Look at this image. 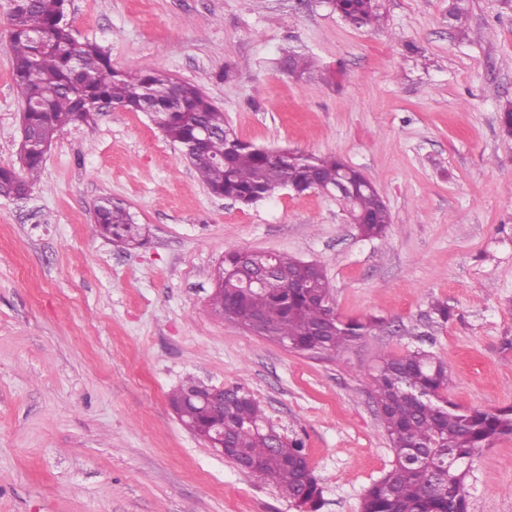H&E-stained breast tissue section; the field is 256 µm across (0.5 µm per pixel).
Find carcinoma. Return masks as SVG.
I'll return each mask as SVG.
<instances>
[{"mask_svg": "<svg viewBox=\"0 0 512 512\" xmlns=\"http://www.w3.org/2000/svg\"><path fill=\"white\" fill-rule=\"evenodd\" d=\"M343 19L359 28L378 26L375 0H328ZM65 0H12L6 45L12 79L27 112L29 143L18 147L17 161L0 164V196L13 197L40 180L45 153L56 134L75 123L94 120L102 102L114 108L149 112L171 142L189 156L208 192L245 206L286 183L300 192L316 184L341 182L355 213L359 232L369 239L385 236L392 223L382 196L356 168L334 156L284 150V157L229 134L224 111L196 84H174L169 74L148 65L131 71L112 68L94 42L79 43L64 22ZM209 136L197 139L198 128ZM93 232L126 249L148 241L147 225L122 202L101 197L94 204ZM306 284L295 288L296 282ZM330 286L320 267L295 257L230 251L212 295L214 308L241 327L259 318L268 339L288 343L311 355L340 353L352 340L384 327V320L328 321ZM453 316L448 304L435 301L430 317L445 326ZM373 398L394 453L392 468L365 491L361 512H468L466 478L479 449L512 436V406L463 409L448 400V371L424 350L383 358L372 376ZM207 394L203 383L188 380L169 394L172 409L199 437L224 428L241 467L262 465L264 479L306 512H318L322 489L313 470L296 471L306 457L298 439H284L269 422L260 402L244 387L224 389V405L207 408L188 393Z\"/></svg>", "mask_w": 512, "mask_h": 512, "instance_id": "carcinoma-1", "label": "carcinoma"}]
</instances>
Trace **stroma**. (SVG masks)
Returning <instances> with one entry per match:
<instances>
[{
  "mask_svg": "<svg viewBox=\"0 0 512 512\" xmlns=\"http://www.w3.org/2000/svg\"><path fill=\"white\" fill-rule=\"evenodd\" d=\"M464 3L459 23L449 0H376L364 29L327 0H66L75 39L113 68L198 84L242 140L343 159L392 224L364 238L311 191L213 197L143 112L65 127L29 197H0V512H297L180 422L168 394L189 376L244 386L303 440L320 512H360L393 464L381 357L425 350L456 404L512 405V0ZM286 47L316 71L288 74ZM21 110L0 45V163ZM105 195L149 225L143 248L93 234ZM231 250L316 262L340 318L387 326L319 357L231 324L209 301ZM435 300L453 311L442 327ZM467 486L469 512H512V437L480 449Z\"/></svg>",
  "mask_w": 512,
  "mask_h": 512,
  "instance_id": "obj_1",
  "label": "stroma"
}]
</instances>
